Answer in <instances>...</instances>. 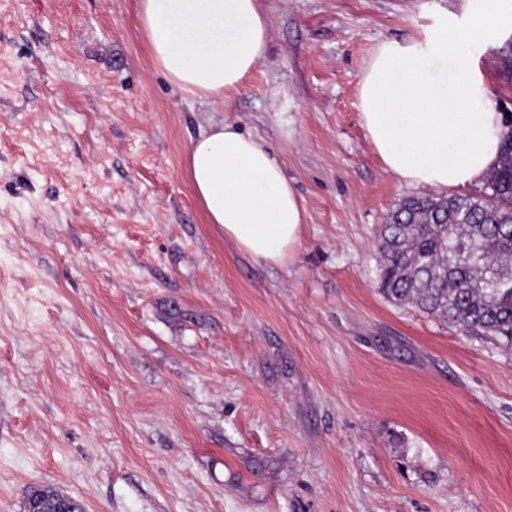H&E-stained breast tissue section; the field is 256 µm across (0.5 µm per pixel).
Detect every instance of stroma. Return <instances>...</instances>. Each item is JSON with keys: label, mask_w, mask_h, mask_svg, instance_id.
<instances>
[{"label": "stroma", "mask_w": 512, "mask_h": 512, "mask_svg": "<svg viewBox=\"0 0 512 512\" xmlns=\"http://www.w3.org/2000/svg\"><path fill=\"white\" fill-rule=\"evenodd\" d=\"M139 0H0V512H512V348L379 290L403 199L359 86L456 0H260L230 107L173 86ZM232 122L305 206L270 266L208 223L190 141ZM38 497L40 510L36 512H81L82 504L73 497L52 488H29L22 499L23 512H31L32 500ZM65 497V501L63 498Z\"/></svg>", "instance_id": "1"}]
</instances>
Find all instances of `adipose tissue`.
Returning <instances> with one entry per match:
<instances>
[{
    "label": "adipose tissue",
    "mask_w": 512,
    "mask_h": 512,
    "mask_svg": "<svg viewBox=\"0 0 512 512\" xmlns=\"http://www.w3.org/2000/svg\"><path fill=\"white\" fill-rule=\"evenodd\" d=\"M154 64L186 93L230 104L266 54L258 0H140ZM512 28V0H458L419 36L374 50L359 87L363 125L385 169L411 186L479 184L501 155L502 119L479 45ZM185 166L208 223L238 250L274 266L292 261L305 207L277 154L234 124L191 142Z\"/></svg>",
    "instance_id": "1"
}]
</instances>
